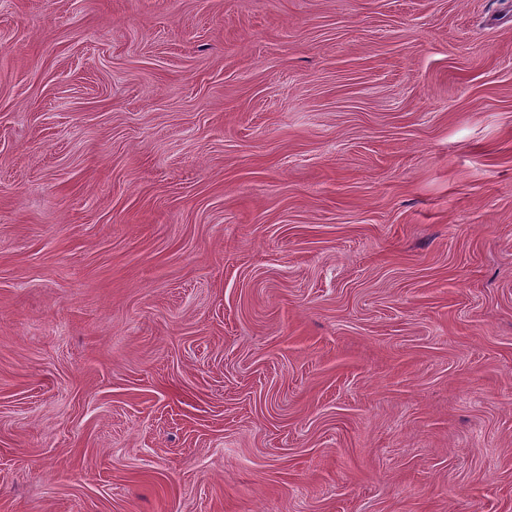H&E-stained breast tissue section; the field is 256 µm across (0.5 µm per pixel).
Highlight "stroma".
Returning a JSON list of instances; mask_svg holds the SVG:
<instances>
[{"label":"stroma","mask_w":512,"mask_h":512,"mask_svg":"<svg viewBox=\"0 0 512 512\" xmlns=\"http://www.w3.org/2000/svg\"><path fill=\"white\" fill-rule=\"evenodd\" d=\"M0 512H512V0H0Z\"/></svg>","instance_id":"1"}]
</instances>
